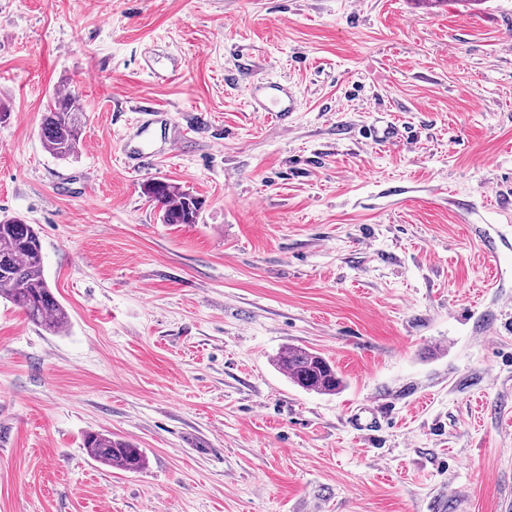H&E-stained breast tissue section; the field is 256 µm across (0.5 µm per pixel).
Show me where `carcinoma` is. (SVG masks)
Here are the masks:
<instances>
[{
	"mask_svg": "<svg viewBox=\"0 0 512 512\" xmlns=\"http://www.w3.org/2000/svg\"><path fill=\"white\" fill-rule=\"evenodd\" d=\"M84 124V115L73 97L54 94L42 123L46 150L60 160L77 156ZM146 193L162 206L164 223L198 222L200 202L178 185L155 180ZM0 297L20 309L30 322L52 333L62 332L68 324V313L44 273L38 232L20 217L0 220ZM276 366L306 391L332 395L344 385L334 365L314 350L288 348L278 355ZM84 448L94 460L110 468L136 472L146 464L141 449L109 434H87Z\"/></svg>",
	"mask_w": 512,
	"mask_h": 512,
	"instance_id": "1",
	"label": "carcinoma"
}]
</instances>
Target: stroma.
I'll return each instance as SVG.
<instances>
[{"instance_id":"1","label":"stroma","mask_w":512,"mask_h":512,"mask_svg":"<svg viewBox=\"0 0 512 512\" xmlns=\"http://www.w3.org/2000/svg\"><path fill=\"white\" fill-rule=\"evenodd\" d=\"M257 79L297 112H251ZM0 104V217L69 314L0 298V512H512V248H482L512 225V0H0ZM151 104L187 138L126 170ZM289 347L345 388L298 387ZM85 124L83 113L71 95L54 94L44 112L43 144L55 158L66 160L77 156ZM146 193L151 201L162 206L166 224H194L198 222L200 202L174 183L163 180L151 182ZM280 370L306 391L335 394L344 385L334 365L321 353L309 349L288 348L275 360ZM84 447L97 462L110 468L127 472H136L146 464V458L140 448L109 434L88 433Z\"/></svg>"}]
</instances>
